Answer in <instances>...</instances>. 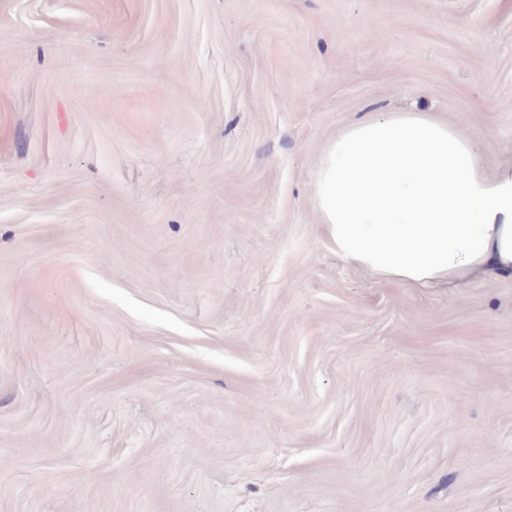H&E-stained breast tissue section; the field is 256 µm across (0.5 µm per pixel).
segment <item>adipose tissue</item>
Segmentation results:
<instances>
[{
  "label": "adipose tissue",
  "mask_w": 512,
  "mask_h": 512,
  "mask_svg": "<svg viewBox=\"0 0 512 512\" xmlns=\"http://www.w3.org/2000/svg\"><path fill=\"white\" fill-rule=\"evenodd\" d=\"M313 204L339 257L413 288L512 272V164L488 173L472 139L392 112L330 140Z\"/></svg>",
  "instance_id": "obj_1"
}]
</instances>
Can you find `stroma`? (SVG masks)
<instances>
[{"instance_id":"stroma-1","label":"stroma","mask_w":512,"mask_h":512,"mask_svg":"<svg viewBox=\"0 0 512 512\" xmlns=\"http://www.w3.org/2000/svg\"><path fill=\"white\" fill-rule=\"evenodd\" d=\"M391 110L512 163V0H0V512H512V276L317 222Z\"/></svg>"}]
</instances>
